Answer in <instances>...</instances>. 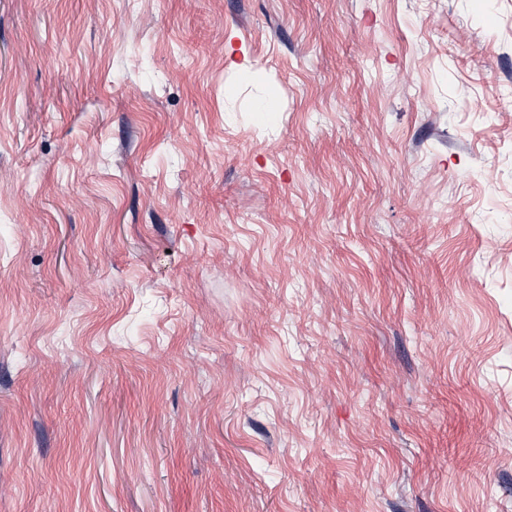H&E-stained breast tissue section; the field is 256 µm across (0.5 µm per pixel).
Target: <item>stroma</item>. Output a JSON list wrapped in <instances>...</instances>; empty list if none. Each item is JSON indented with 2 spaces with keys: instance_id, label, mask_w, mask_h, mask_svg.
Segmentation results:
<instances>
[{
  "instance_id": "obj_1",
  "label": "stroma",
  "mask_w": 512,
  "mask_h": 512,
  "mask_svg": "<svg viewBox=\"0 0 512 512\" xmlns=\"http://www.w3.org/2000/svg\"><path fill=\"white\" fill-rule=\"evenodd\" d=\"M0 512H512V0H0Z\"/></svg>"
}]
</instances>
